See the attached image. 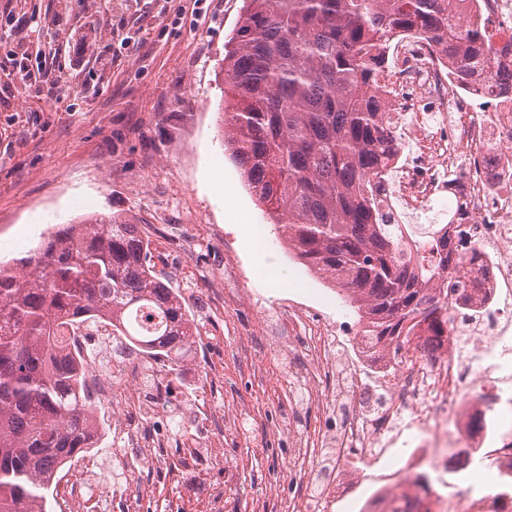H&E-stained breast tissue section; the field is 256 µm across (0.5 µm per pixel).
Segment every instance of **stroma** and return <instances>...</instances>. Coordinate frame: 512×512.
I'll return each mask as SVG.
<instances>
[{"instance_id": "stroma-1", "label": "stroma", "mask_w": 512, "mask_h": 512, "mask_svg": "<svg viewBox=\"0 0 512 512\" xmlns=\"http://www.w3.org/2000/svg\"><path fill=\"white\" fill-rule=\"evenodd\" d=\"M245 0H0V14L35 13L23 29L32 67L62 71L55 87L14 88L0 69V260L20 259L79 200L139 224L158 274L185 297L202 342L183 372H163L171 406L152 420L160 467L124 494L112 488L119 436L90 452L99 512H292L305 485L289 423L317 433L319 406L296 409L300 338L268 340L284 292L347 310L344 292L294 258L222 145L225 46ZM66 14L58 25V14ZM99 32L74 68L77 31ZM264 225L262 252L245 239ZM244 275L232 279L224 262ZM126 450V449H123ZM136 456V449L126 450Z\"/></svg>"}]
</instances>
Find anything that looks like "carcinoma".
<instances>
[{"mask_svg":"<svg viewBox=\"0 0 512 512\" xmlns=\"http://www.w3.org/2000/svg\"><path fill=\"white\" fill-rule=\"evenodd\" d=\"M458 0H246L224 56V147L256 201L316 275L348 293L362 335L385 346L423 324L448 335V237L411 262L381 220L369 178L399 149L376 95L386 46L416 29L462 61L491 50L457 25ZM161 327L149 332L138 313ZM107 320L128 355L178 371L201 340L184 298L150 263L137 224L108 215L64 224L21 268L0 265V512H46L56 474L96 447L87 362L65 345L74 322Z\"/></svg>","mask_w":512,"mask_h":512,"instance_id":"carcinoma-1","label":"carcinoma"}]
</instances>
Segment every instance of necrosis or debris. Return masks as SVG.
<instances>
[{
  "label": "necrosis or debris",
  "instance_id": "necrosis-or-debris-1",
  "mask_svg": "<svg viewBox=\"0 0 512 512\" xmlns=\"http://www.w3.org/2000/svg\"><path fill=\"white\" fill-rule=\"evenodd\" d=\"M457 14L492 34L489 69L461 79L455 61L421 33L392 38L377 94L401 148L370 179L384 222L405 223L446 198L449 223L466 229L461 249L476 256L448 294L450 336L437 340L422 327L408 345L383 350L347 320L284 305L289 323L305 324L321 375L306 399L339 422L315 437L294 436L311 474L305 497L322 507L381 463L392 496L426 512L415 479L446 472L455 454L496 480L490 489L468 487L443 499L437 512H512V488L502 482L512 476V435L491 427L493 414L512 409V305L498 300L499 290L512 288V99L489 91L491 74L512 72V0H460ZM460 288L471 295L469 305L458 302ZM137 377L134 366L94 369L87 384L110 405L133 395Z\"/></svg>",
  "mask_w": 512,
  "mask_h": 512
}]
</instances>
